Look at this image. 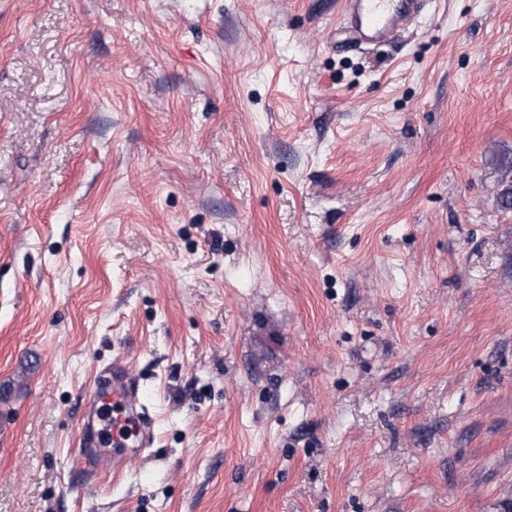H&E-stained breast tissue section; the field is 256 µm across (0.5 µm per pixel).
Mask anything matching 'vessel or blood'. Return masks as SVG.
Masks as SVG:
<instances>
[{"label":"vessel or blood","instance_id":"1","mask_svg":"<svg viewBox=\"0 0 512 512\" xmlns=\"http://www.w3.org/2000/svg\"><path fill=\"white\" fill-rule=\"evenodd\" d=\"M345 20L363 44L382 43L396 27L411 22L422 0H344ZM142 397L131 388L120 364L112 366V382L93 390V409L82 424L83 463L99 469L103 463L121 468L127 455L145 446L151 427L139 416Z\"/></svg>","mask_w":512,"mask_h":512}]
</instances>
